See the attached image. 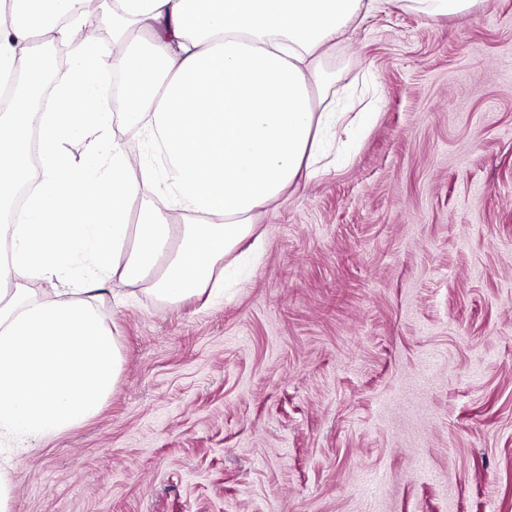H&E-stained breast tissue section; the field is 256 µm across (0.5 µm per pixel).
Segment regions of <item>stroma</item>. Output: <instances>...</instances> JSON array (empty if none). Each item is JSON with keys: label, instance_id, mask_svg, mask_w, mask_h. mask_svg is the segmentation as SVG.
<instances>
[{"label": "stroma", "instance_id": "35a3bbf8", "mask_svg": "<svg viewBox=\"0 0 512 512\" xmlns=\"http://www.w3.org/2000/svg\"><path fill=\"white\" fill-rule=\"evenodd\" d=\"M376 102L212 298L105 299L123 369L11 512H512V0H387L323 60ZM403 2L412 11L432 19L470 13L476 0H405Z\"/></svg>", "mask_w": 512, "mask_h": 512}]
</instances>
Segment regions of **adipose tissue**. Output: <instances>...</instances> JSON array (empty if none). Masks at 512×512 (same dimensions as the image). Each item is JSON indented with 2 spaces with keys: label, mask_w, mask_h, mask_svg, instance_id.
Listing matches in <instances>:
<instances>
[{
  "label": "adipose tissue",
  "mask_w": 512,
  "mask_h": 512,
  "mask_svg": "<svg viewBox=\"0 0 512 512\" xmlns=\"http://www.w3.org/2000/svg\"><path fill=\"white\" fill-rule=\"evenodd\" d=\"M385 2L118 0L123 23L155 31L112 53L126 103L116 116L94 95L103 63L74 0H0V77L17 61L30 67L28 86L0 107V213L39 177L22 221L0 225L1 460L92 417L116 386L122 357L95 285L113 279V297L140 291L170 304L216 288L228 256L261 246L262 209L322 159L343 166L373 114L321 109L322 59ZM63 37L80 52L43 108L44 51ZM116 119L127 137L149 131L151 156L131 160L111 134ZM67 142L84 144L80 159ZM158 182L165 208L146 206L129 223L130 199ZM38 281L54 283L53 299L31 300Z\"/></svg>",
  "instance_id": "1"
}]
</instances>
